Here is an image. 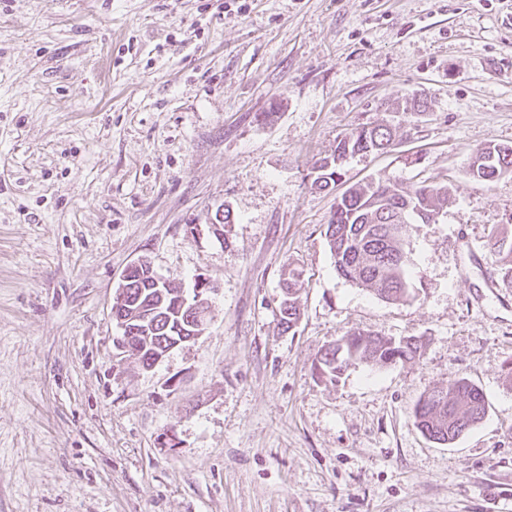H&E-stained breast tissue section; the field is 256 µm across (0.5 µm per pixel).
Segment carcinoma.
I'll use <instances>...</instances> for the list:
<instances>
[{"label": "carcinoma", "instance_id": "obj_1", "mask_svg": "<svg viewBox=\"0 0 512 512\" xmlns=\"http://www.w3.org/2000/svg\"><path fill=\"white\" fill-rule=\"evenodd\" d=\"M393 130L388 125H360L342 137L333 154L317 161L318 176L313 186L327 191L342 176L343 163L357 154L385 151L392 145ZM466 173L477 181L491 183L512 173V146L489 144L476 149L467 160ZM446 185H420L407 189L396 184L373 181L351 186L340 197L326 224L325 238L334 259L336 273L388 302L411 297L409 238L414 224H433L448 206ZM491 248L498 256L499 280L512 287V242L506 243L497 231L490 234ZM299 276L290 273L282 280L288 305L280 308L282 331L296 327ZM175 288L156 285L150 267L130 274L126 288L127 313L138 314V354L141 368L152 367L155 357L180 339L185 328L184 314L175 306ZM421 340L411 342L378 336L363 329H351L334 344L321 350L318 374L334 380L357 363L383 367L420 358ZM443 395L437 408L436 395ZM488 412L483 392L468 378L460 377L420 398L413 417L417 428L428 438L453 443L480 422Z\"/></svg>", "mask_w": 512, "mask_h": 512}]
</instances>
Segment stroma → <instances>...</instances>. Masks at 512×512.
<instances>
[{"mask_svg": "<svg viewBox=\"0 0 512 512\" xmlns=\"http://www.w3.org/2000/svg\"><path fill=\"white\" fill-rule=\"evenodd\" d=\"M412 93L427 112L398 110ZM362 123L393 146L338 191L450 188L413 229L407 302L337 276L335 198L311 186ZM488 144L512 145V0H0V512H502L512 288L486 281L512 174L465 171ZM141 259L213 288L204 334L149 371L120 360L111 315ZM356 327L426 345L318 378ZM461 376L488 413L433 442L413 409ZM299 283V276L295 273H288L287 277L282 280L283 297L284 291L288 292V305L282 307L280 304V326L283 332H291L296 327L300 311L297 305V295L300 288H297Z\"/></svg>", "mask_w": 512, "mask_h": 512, "instance_id": "1", "label": "stroma"}]
</instances>
